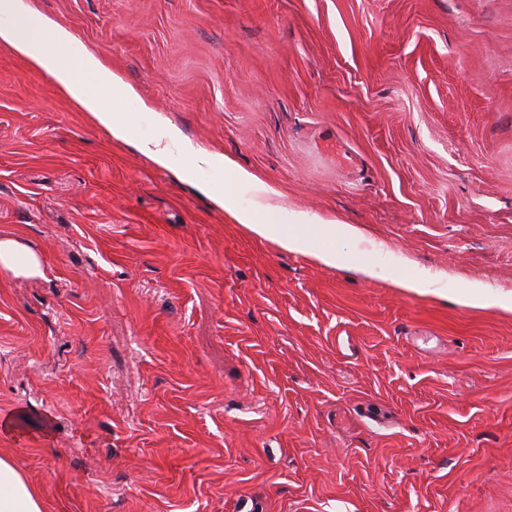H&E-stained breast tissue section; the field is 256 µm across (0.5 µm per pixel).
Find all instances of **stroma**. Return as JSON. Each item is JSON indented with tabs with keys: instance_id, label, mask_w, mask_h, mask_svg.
I'll return each instance as SVG.
<instances>
[{
	"instance_id": "35a3bbf8",
	"label": "stroma",
	"mask_w": 512,
	"mask_h": 512,
	"mask_svg": "<svg viewBox=\"0 0 512 512\" xmlns=\"http://www.w3.org/2000/svg\"><path fill=\"white\" fill-rule=\"evenodd\" d=\"M34 3L148 105L113 141L0 46L45 267L0 271V451L47 512H512V313L466 304L512 294V0ZM160 117L360 235L251 236L135 150Z\"/></svg>"
}]
</instances>
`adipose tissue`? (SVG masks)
<instances>
[{
  "label": "adipose tissue",
  "mask_w": 512,
  "mask_h": 512,
  "mask_svg": "<svg viewBox=\"0 0 512 512\" xmlns=\"http://www.w3.org/2000/svg\"><path fill=\"white\" fill-rule=\"evenodd\" d=\"M0 46L10 49L30 67L47 76L78 110L85 112L112 139H127V124L117 118L113 106L137 100L135 90L70 30L40 13L33 0H0ZM136 147L142 155L165 168L187 157L196 167L227 171L230 181L225 188L204 184L201 192L248 232L272 240L289 252L305 254L332 266L336 263L333 250L317 245L313 238L304 235L302 226H313L322 235L338 230L346 235L356 232L352 225L340 226L336 221L305 211L294 212L292 228L279 225L275 188L248 171L233 167L222 154L193 144L168 123H159L155 133L139 140ZM242 187L257 195L255 207L238 205L237 191ZM0 271L15 277L37 278L44 274V263L41 254L19 237L1 236ZM0 512H45L38 490L5 456H0Z\"/></svg>",
  "instance_id": "ef3b65f1"
}]
</instances>
